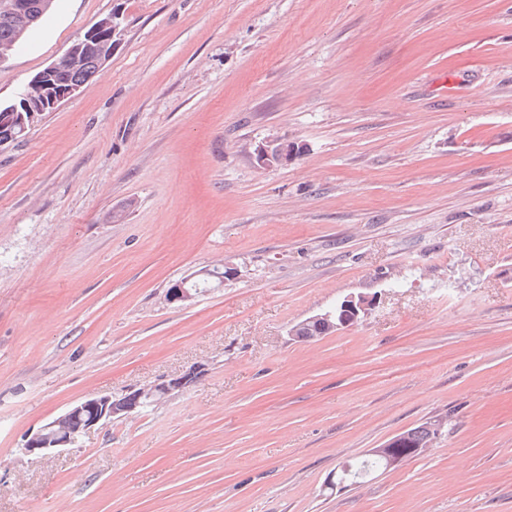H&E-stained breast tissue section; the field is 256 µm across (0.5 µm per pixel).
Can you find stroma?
<instances>
[{
	"instance_id": "35a3bbf8",
	"label": "stroma",
	"mask_w": 512,
	"mask_h": 512,
	"mask_svg": "<svg viewBox=\"0 0 512 512\" xmlns=\"http://www.w3.org/2000/svg\"><path fill=\"white\" fill-rule=\"evenodd\" d=\"M116 9L111 57L0 147V512H512V0H54L0 102ZM274 140L298 154L262 163ZM349 295L367 316L291 336ZM212 275L210 268H205L199 271L194 276H200L201 278L210 277ZM193 276V277H194ZM184 279L173 285L171 290H168L167 297L170 302H182L184 304L191 302L198 291V285L196 283H191L190 280L193 278ZM331 317H332V313L327 312L324 315L319 314V315H316V316L308 319V320H314V319L324 320L327 323V325L330 326V329L328 327H326L325 322H322L321 320L309 321L306 324H304L303 323L304 321H303L293 327V329L294 328L296 329V332H295V330H292L291 335H294V333H295V337H297V338H299L298 336H301L302 339H304V340H312L314 338H317L320 336H325V335L329 334L328 331L333 330V332H335L336 327L342 328L341 325H336L335 322H332ZM203 375L201 366H194L180 376L134 390L139 397L162 400L172 398L183 389L195 383ZM112 395H96L78 401L25 439L24 451L31 456L61 452L83 435L112 418L125 417L135 405L113 402ZM436 424L424 423L415 428L409 429L397 436H395L388 443L387 454L382 453L381 450L375 451L377 454H367V458L363 459L359 463L346 465V470H342L340 481H351L356 482L357 479L363 477L371 469L384 468L387 469V465L392 466L405 459L413 458L420 455L425 448L429 447V444L436 438L438 434V428ZM387 458V464L384 457ZM393 459L395 461H393Z\"/></svg>"
}]
</instances>
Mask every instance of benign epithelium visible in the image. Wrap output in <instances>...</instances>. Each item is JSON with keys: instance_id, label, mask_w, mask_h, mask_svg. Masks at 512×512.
<instances>
[{"instance_id": "benign-epithelium-1", "label": "benign epithelium", "mask_w": 512, "mask_h": 512, "mask_svg": "<svg viewBox=\"0 0 512 512\" xmlns=\"http://www.w3.org/2000/svg\"><path fill=\"white\" fill-rule=\"evenodd\" d=\"M0 10L16 14L22 29H27L33 22L30 12L19 9L15 0H0ZM112 15L100 20L85 35L84 39L68 49L65 56L46 67L35 75L28 87L31 93L24 95L14 104L10 111L20 114L19 136H24L35 123H37L46 110L54 108L59 102L76 95L80 87H71L66 92L57 93L53 90L49 78L65 67L77 66L92 50L101 57L105 56V49L99 44L96 33L101 29H111L112 35H121L119 26ZM198 291V285L185 279L174 285L167 292L171 302H191ZM369 303L365 297L349 296L341 302L340 308L359 319L360 315L368 310ZM203 375L200 366H194L180 376L169 378L162 382L142 387L136 390L140 397L162 400L172 398L183 389L195 383ZM135 410V406L128 403L118 404L109 394L96 395L78 401L68 407L63 413L52 418L38 430L30 433L24 443V451L31 456H44L54 452H61L77 442L83 435L112 418L125 417Z\"/></svg>"}]
</instances>
